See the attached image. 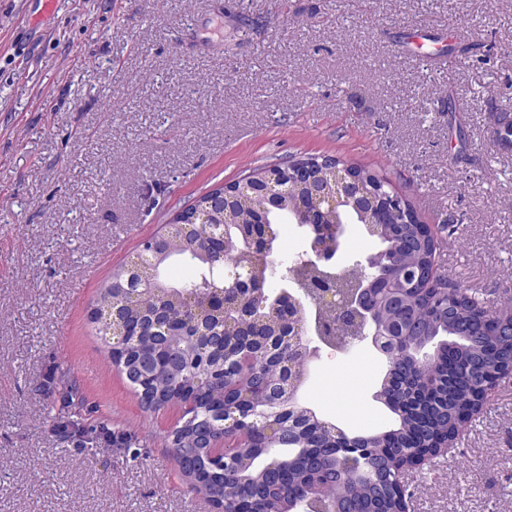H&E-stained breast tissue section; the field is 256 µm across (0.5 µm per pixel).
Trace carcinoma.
I'll use <instances>...</instances> for the list:
<instances>
[{
  "label": "carcinoma",
  "mask_w": 512,
  "mask_h": 512,
  "mask_svg": "<svg viewBox=\"0 0 512 512\" xmlns=\"http://www.w3.org/2000/svg\"><path fill=\"white\" fill-rule=\"evenodd\" d=\"M498 138L512 146V116H499ZM339 160L307 157L300 184L320 180ZM211 193L180 212L175 221L190 227L188 234L154 251L142 245L132 259L112 272L100 289L97 306L112 308L115 323L104 333L108 352L118 348L112 363L132 370L143 356L165 355L160 373L133 389L148 410L194 398L196 415H182L171 434L173 459L192 451L206 457L209 449L198 436L195 422L223 410L218 438L226 451L224 467L211 475L186 474L192 486L224 512H235L248 499L256 512L292 507L314 512L315 504L302 489L321 476L322 502L341 501L351 512H400L401 488L413 451L428 448L441 433L456 437L477 412L487 382L512 371V339L502 331L512 325V305L490 310L475 292L458 289L446 296L427 290L429 276L445 279L439 264V242L417 234V211L394 214L396 223L382 230V256L371 271L360 275L356 263L335 272L314 262L299 261L283 279L315 285L325 274L337 275L343 293L358 283L370 286L376 297L380 346L387 353L394 377L381 387L383 398L397 419L392 428L355 442L369 449L364 470L356 475L338 467L340 435L325 428L311 411L288 397V377L303 375L307 351L284 349L289 310L270 302L266 283L275 270L273 247L262 258L252 256L248 239L262 234L260 224L249 223L262 205L258 197L237 204V224L227 225L224 262L253 268L245 287L216 283L224 305L215 302L201 282L210 273V255L201 245L207 225L201 223ZM307 205L303 193L285 199L282 207L266 213L268 228L282 224L295 209ZM189 254L196 261L194 277L178 283L170 275L173 263ZM418 335L406 336L410 328ZM253 422L250 437L243 436Z\"/></svg>",
  "instance_id": "obj_1"
}]
</instances>
